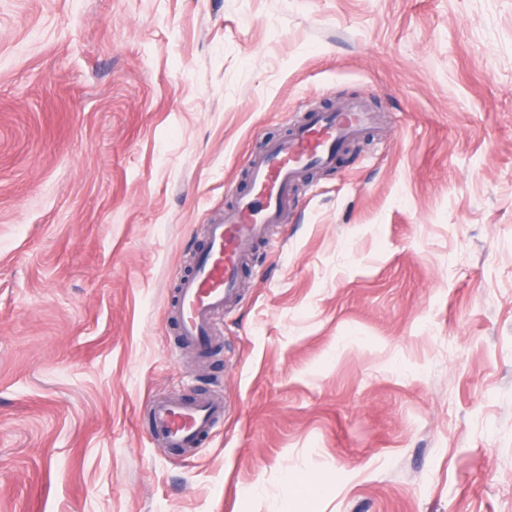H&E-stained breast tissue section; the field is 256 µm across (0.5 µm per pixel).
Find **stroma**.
Segmentation results:
<instances>
[{"label": "stroma", "instance_id": "35a3bbf8", "mask_svg": "<svg viewBox=\"0 0 512 512\" xmlns=\"http://www.w3.org/2000/svg\"><path fill=\"white\" fill-rule=\"evenodd\" d=\"M358 101L181 351L251 155ZM0 512H512V0H0ZM152 433L166 448L198 449L202 436L212 433L224 421V399L206 398L194 402L171 394L150 404Z\"/></svg>", "mask_w": 512, "mask_h": 512}]
</instances>
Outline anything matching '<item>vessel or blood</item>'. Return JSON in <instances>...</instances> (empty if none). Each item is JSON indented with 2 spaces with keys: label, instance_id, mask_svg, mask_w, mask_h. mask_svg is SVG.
I'll list each match as a JSON object with an SVG mask.
<instances>
[{
  "label": "vessel or blood",
  "instance_id": "1",
  "mask_svg": "<svg viewBox=\"0 0 512 512\" xmlns=\"http://www.w3.org/2000/svg\"><path fill=\"white\" fill-rule=\"evenodd\" d=\"M373 120L360 103L339 112H312L288 138L267 142L253 156L250 189L237 194L222 223L208 225L203 251L178 282L176 326L184 346L208 356L216 316L238 293L249 245L267 238L270 226L279 223L282 206L303 173L334 166L349 140ZM224 413L220 398L188 402L172 394L150 405L155 436L165 447L187 451L197 449Z\"/></svg>",
  "mask_w": 512,
  "mask_h": 512
}]
</instances>
